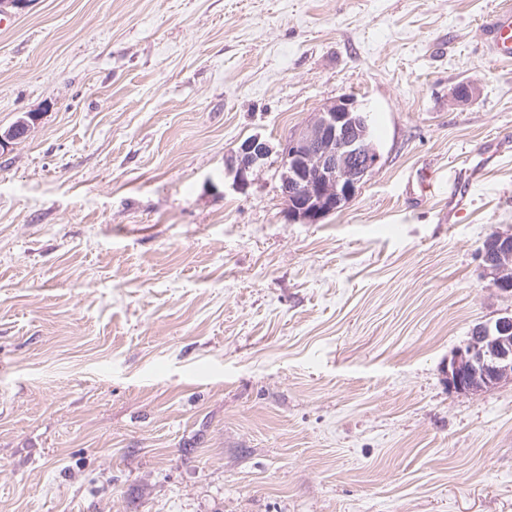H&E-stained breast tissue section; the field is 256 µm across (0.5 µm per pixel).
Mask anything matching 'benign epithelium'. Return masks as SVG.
<instances>
[{
    "instance_id": "1",
    "label": "benign epithelium",
    "mask_w": 512,
    "mask_h": 512,
    "mask_svg": "<svg viewBox=\"0 0 512 512\" xmlns=\"http://www.w3.org/2000/svg\"><path fill=\"white\" fill-rule=\"evenodd\" d=\"M36 121L28 114L5 133L0 144L25 137ZM270 153L258 136L243 141L237 151L235 177L240 188ZM281 190L291 223L318 224L342 210L380 155L367 134V119L355 99L342 97L317 112L281 144ZM480 267L500 293L512 294V233L494 232L478 251ZM448 389L475 394L512 382V313L476 325L467 342L448 356L444 366Z\"/></svg>"
}]
</instances>
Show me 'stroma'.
I'll list each match as a JSON object with an SVG mask.
<instances>
[{"label":"stroma","mask_w":512,"mask_h":512,"mask_svg":"<svg viewBox=\"0 0 512 512\" xmlns=\"http://www.w3.org/2000/svg\"><path fill=\"white\" fill-rule=\"evenodd\" d=\"M507 2L8 16L0 133L39 121L0 147V512H512V383L443 375L512 312L477 258L512 232V62L481 33ZM344 96L379 164L288 222L280 144ZM270 153L269 144L258 136L243 141L237 151V168L235 177L240 189H244L252 183L251 177L261 167L263 161Z\"/></svg>","instance_id":"35a3bbf8"}]
</instances>
